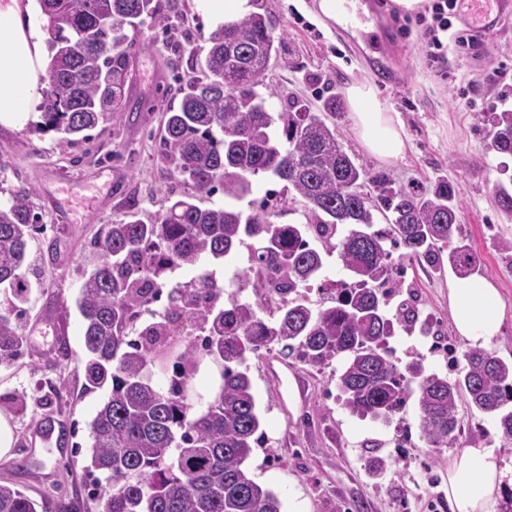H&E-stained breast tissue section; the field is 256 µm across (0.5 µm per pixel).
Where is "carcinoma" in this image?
<instances>
[{
	"instance_id": "1",
	"label": "carcinoma",
	"mask_w": 512,
	"mask_h": 512,
	"mask_svg": "<svg viewBox=\"0 0 512 512\" xmlns=\"http://www.w3.org/2000/svg\"><path fill=\"white\" fill-rule=\"evenodd\" d=\"M48 34V63L36 129L62 147L97 128L106 113L125 107L128 49L125 28L150 16L167 21V0H39ZM254 11L212 31L198 75L180 90L178 109L164 112L163 160L190 191L154 220L134 207L96 242L100 260L83 275L76 299L84 323L85 377L107 389L89 424V476L99 512H281L271 490L246 468L265 433L253 393L249 355L279 346L287 357L320 369L340 365L336 383L353 416L389 423L417 395L422 436L431 448L455 440L458 402L465 398L495 423L501 446L512 448V360L486 348L457 357L456 376L443 377L424 359L403 366L388 347L398 323L412 332L419 321L414 297L394 315L400 293L397 268L422 257L432 268L448 264L463 277L477 255L458 224L457 185L435 177L430 193L395 188L369 175L337 134L341 98L315 112L305 101L277 112L260 92L275 45L276 21L252 0ZM486 152L512 155V109L486 114ZM268 174L301 198V221L276 224L260 207L246 215L234 201L251 191L249 177ZM380 187L371 198L364 183ZM224 192L222 205L201 206ZM33 188L19 184L0 201V365L31 348L20 329L32 285L25 274L40 218ZM386 220L378 228L375 213ZM247 249L242 272L253 297L224 294L210 271L167 292L162 316L133 323L153 302L159 278L173 268L194 269ZM448 259H443V253ZM336 255L346 278L330 280V304L312 308L300 289L322 276ZM188 323L204 337L179 331ZM217 368L210 398L196 407L188 387L203 358ZM165 385L152 381L153 371ZM19 489L0 484V512H38Z\"/></svg>"
}]
</instances>
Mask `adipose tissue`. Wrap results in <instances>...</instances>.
Instances as JSON below:
<instances>
[{"mask_svg": "<svg viewBox=\"0 0 512 512\" xmlns=\"http://www.w3.org/2000/svg\"><path fill=\"white\" fill-rule=\"evenodd\" d=\"M34 2L0 0V124H26L44 87L48 50L46 35L34 19ZM347 100L364 147L383 158L399 157L404 149L402 127L381 105L373 85L351 84ZM448 303L457 333L470 345L489 346L499 335L504 309L490 283L451 285ZM445 482L450 512H502L512 469L503 464L494 445L468 446L449 454Z\"/></svg>", "mask_w": 512, "mask_h": 512, "instance_id": "obj_1", "label": "adipose tissue"}]
</instances>
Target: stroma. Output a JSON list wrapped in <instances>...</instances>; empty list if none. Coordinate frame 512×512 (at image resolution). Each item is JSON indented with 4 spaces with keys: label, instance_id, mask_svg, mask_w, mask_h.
<instances>
[{
    "label": "stroma",
    "instance_id": "1",
    "mask_svg": "<svg viewBox=\"0 0 512 512\" xmlns=\"http://www.w3.org/2000/svg\"><path fill=\"white\" fill-rule=\"evenodd\" d=\"M276 20L281 53L266 77L274 108L305 100L319 107L332 95H345L356 81L371 83L383 106L400 121L406 149L386 160L360 142L349 105L336 114L345 149L370 174L383 173L396 186L428 191L436 174L447 175L459 189L463 236L479 257L476 279L497 288L504 306L501 333L491 343L512 357V219L503 215L494 187L512 156L485 153L484 121L501 94L512 92V18L472 46H450L441 77L428 66L419 14L400 10L394 0H353L346 26L320 25L311 15L315 0L303 9L286 0H267ZM212 27L193 0H176L168 25L144 19L131 36L132 71L125 87L126 106L108 113L101 129L72 147H59L54 133L29 125H0V158L7 171L0 188L25 183L35 191L34 205L45 229L33 249L41 285L33 289L21 323L34 348L32 355L0 366V411L11 414L14 442L10 459L0 460V483L70 512H98L84 468L90 462L89 424L106 397L90 388L84 372V327L75 300L82 272L99 260L94 240L110 224L121 222L129 205L150 220L187 189L183 178L165 171L161 117L178 107V88L192 76L208 45ZM387 79H379L377 68ZM508 68L504 81L485 80L495 68ZM250 194L239 200L244 213L264 205L277 224L297 222L303 205L283 182L267 175L251 179ZM457 276L451 268L431 272L425 261H411L403 287L419 295L422 316L431 319L458 350L467 343L455 330L448 289ZM432 337L397 332L389 347L398 362L424 358L435 371L454 375L443 353H431ZM265 444L246 466L255 480L273 491L283 512H448L443 474L448 449L427 447L421 437L416 399L389 424L352 416L341 404L334 367L313 369L283 363L276 350H263L248 361ZM64 425L79 452H48L34 431L44 419ZM462 448L496 437L493 420L459 403ZM385 462L381 476H370L364 460Z\"/></svg>",
    "mask_w": 512,
    "mask_h": 512
}]
</instances>
